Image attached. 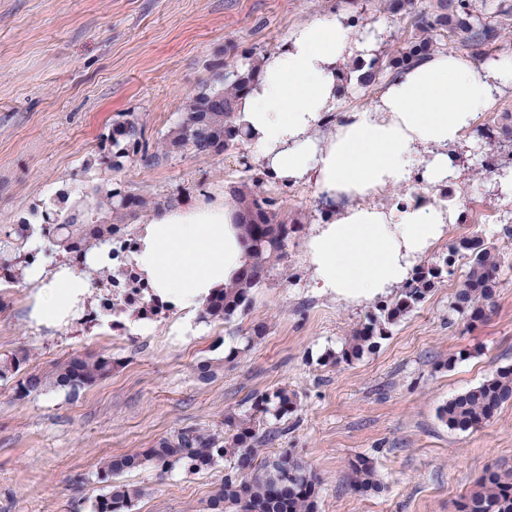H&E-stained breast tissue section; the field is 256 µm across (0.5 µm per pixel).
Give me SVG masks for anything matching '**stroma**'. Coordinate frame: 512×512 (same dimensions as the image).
<instances>
[{
	"mask_svg": "<svg viewBox=\"0 0 512 512\" xmlns=\"http://www.w3.org/2000/svg\"><path fill=\"white\" fill-rule=\"evenodd\" d=\"M381 0H0V225L14 224L45 199L71 200L109 179L189 202H223L227 183L244 179L237 156L141 160L120 172L98 159L115 123L136 117L156 140L185 98L210 81L226 48H279L296 26L332 12L357 29L383 28L380 55L410 32L405 14ZM458 153L463 173L437 191L458 214L421 262L441 261L448 244L470 233L474 210L494 215L486 237L506 246L512 199L498 189L512 169V139L481 142L468 132ZM264 191L304 229L288 242V275L273 269L252 292L249 310L231 321H200L172 308L154 319L126 311L124 334L76 316L47 327L31 317L39 291L27 281L0 292V354L33 347V367L78 353H104L109 376L70 395L17 398L0 380V512H91L97 473L108 456L151 447L182 428L225 431L227 416L249 411L263 394L293 393L294 413L267 418L269 459L289 448L317 474L319 512H457L486 469L512 468V401L472 432L448 429L439 407L512 365V268L483 320L449 318L450 296L465 271L456 261L428 298L391 329L373 353L335 364L328 356L365 320L372 301H352L311 286L305 241L326 208L310 185L268 180ZM267 332L249 343L253 325ZM237 357L210 382L198 361ZM374 460L381 491L355 492L349 463ZM227 461L193 475L145 469L126 475L142 487L136 512H204Z\"/></svg>",
	"mask_w": 512,
	"mask_h": 512,
	"instance_id": "obj_1",
	"label": "stroma"
}]
</instances>
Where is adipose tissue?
I'll use <instances>...</instances> for the list:
<instances>
[{"instance_id": "ef3b65f1", "label": "adipose tissue", "mask_w": 512, "mask_h": 512, "mask_svg": "<svg viewBox=\"0 0 512 512\" xmlns=\"http://www.w3.org/2000/svg\"><path fill=\"white\" fill-rule=\"evenodd\" d=\"M376 50L372 33L355 30L344 15H324L258 61L256 81L238 105L249 148L274 181L347 199L322 216L306 256L314 287L353 300L403 285L454 223V211L437 203L435 192L458 180L464 132L512 89L511 57L476 65L440 51L389 77L369 107L345 112L331 133L320 134L323 117L340 103L343 67ZM400 188L402 199L378 203L379 194ZM235 221L229 199L166 210L143 224L136 269L163 300L200 307L247 260ZM90 287L86 275L54 273L35 316L57 320Z\"/></svg>"}]
</instances>
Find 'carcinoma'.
I'll return each mask as SVG.
<instances>
[{"label": "carcinoma", "instance_id": "carcinoma-1", "mask_svg": "<svg viewBox=\"0 0 512 512\" xmlns=\"http://www.w3.org/2000/svg\"><path fill=\"white\" fill-rule=\"evenodd\" d=\"M405 8L412 14V35L386 61L372 60L358 75L361 84H372L385 68L400 70L434 54L442 49L441 39L449 32L471 46L501 42L507 33L503 26L483 23L469 0H436L430 11L415 9L412 0H388V9L394 12ZM261 55V50L243 55L248 63L240 66L217 65L211 82L186 98L183 112L152 144L144 139V125L138 119L116 123L100 164L118 173L124 162L137 157L157 164L185 153L210 157L238 150L243 130L237 105L255 82L256 60ZM243 165L249 178L227 186V190L238 208L237 228L248 250L247 261L234 280L213 289L205 299L199 318L207 322H226L246 311L252 302V289L284 260L288 238L302 223L300 216L281 210L277 197L260 190L265 173L255 171L246 159ZM180 198L179 193H148L120 183L110 188L96 185L76 204L69 203L68 195L60 194L42 203L45 209H55L53 221L38 222L39 208L35 207L29 218L0 226V269L11 272L17 283L42 259L59 256L69 268L106 287L117 279L111 262L126 266L135 251L137 241L131 225L159 215ZM458 256L467 259L466 272L453 293L449 312L465 315L472 322L481 319L496 294L506 261L495 244L476 232L455 241L443 265L418 266L394 298L377 302L365 322L344 340L333 356L334 362L360 359L377 349L390 328L425 301L442 277L443 268H451ZM137 293L143 294L136 309L139 316H158L170 310V304L155 297L148 286ZM31 360L32 352L25 347L0 354V380L21 376L16 386L21 399L51 390L76 394L110 375L117 365L111 356L94 353L72 355L43 370L30 367ZM223 368L222 360L204 359L197 363L196 373L200 380L208 381ZM510 401L512 367H504L448 401L438 416L449 429L467 432L490 420ZM293 404L291 393L280 388L261 398L255 415L228 422L232 428L229 435L183 428L143 451L108 457L98 473L106 492L92 504L93 512H135L142 489L123 477L148 465L161 475L176 468L196 474L212 469L223 459L230 461V468L207 500L206 512H317V478L292 449L256 463L255 445L265 439L259 434L261 417L269 414L280 418ZM350 471L353 489H381L369 458L352 460ZM458 512H512V470H487L475 488L461 497Z\"/></svg>", "mask_w": 512, "mask_h": 512}]
</instances>
